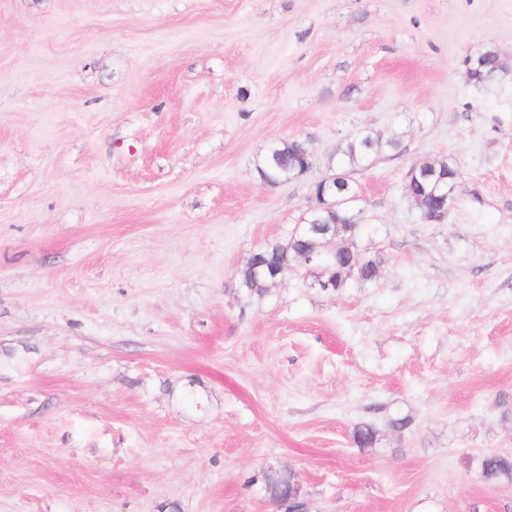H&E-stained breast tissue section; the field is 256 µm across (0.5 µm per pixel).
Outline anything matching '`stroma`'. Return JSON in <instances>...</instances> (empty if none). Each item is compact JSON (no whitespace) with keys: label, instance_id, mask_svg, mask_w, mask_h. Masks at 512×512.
Returning a JSON list of instances; mask_svg holds the SVG:
<instances>
[{"label":"stroma","instance_id":"stroma-1","mask_svg":"<svg viewBox=\"0 0 512 512\" xmlns=\"http://www.w3.org/2000/svg\"><path fill=\"white\" fill-rule=\"evenodd\" d=\"M362 129L399 141L352 174L377 278L239 288ZM294 139L309 171L267 186ZM441 159L461 177L426 222L408 173ZM493 453L512 0H0V512H276L268 469L307 512H512ZM480 56L481 63L478 61ZM500 59L497 51L491 47H485L481 54H476L469 68L471 78L476 83H484L495 77L500 70ZM305 153V145L296 140L274 144L263 157L258 169L264 182L277 186L292 178L302 167Z\"/></svg>","mask_w":512,"mask_h":512}]
</instances>
